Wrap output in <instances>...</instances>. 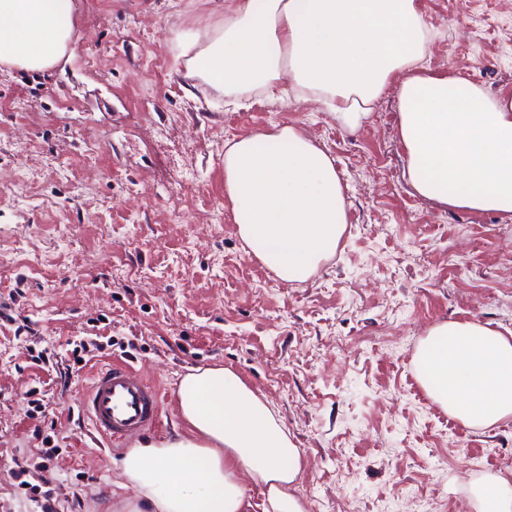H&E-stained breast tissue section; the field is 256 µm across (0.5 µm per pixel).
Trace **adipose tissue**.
Returning a JSON list of instances; mask_svg holds the SVG:
<instances>
[{
	"label": "adipose tissue",
	"instance_id": "ef3b65f1",
	"mask_svg": "<svg viewBox=\"0 0 512 512\" xmlns=\"http://www.w3.org/2000/svg\"><path fill=\"white\" fill-rule=\"evenodd\" d=\"M75 31V0H0V65L55 66ZM430 41L418 0H224L177 34L175 59L229 104L274 96L286 82L351 130L394 94L413 190L451 210L512 216V96L422 69ZM224 194L247 253L281 281L306 282L340 247L347 207L335 161L295 126L227 143ZM413 363L430 399L464 427L512 420L511 329L476 317L439 323ZM178 413L182 434L123 457L122 474L138 490L126 512H306L293 492L301 453L236 372L186 374ZM470 495L474 512H512V472L472 481Z\"/></svg>",
	"mask_w": 512,
	"mask_h": 512
}]
</instances>
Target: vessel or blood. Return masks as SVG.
Masks as SVG:
<instances>
[{
	"label": "vessel or blood",
	"instance_id": "b4317fda",
	"mask_svg": "<svg viewBox=\"0 0 512 512\" xmlns=\"http://www.w3.org/2000/svg\"><path fill=\"white\" fill-rule=\"evenodd\" d=\"M161 391L133 366L111 363L99 368L81 406L93 430L107 442H121L152 430L159 419Z\"/></svg>",
	"mask_w": 512,
	"mask_h": 512
}]
</instances>
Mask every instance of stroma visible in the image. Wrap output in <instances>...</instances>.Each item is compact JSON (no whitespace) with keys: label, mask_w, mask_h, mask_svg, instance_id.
<instances>
[{"label":"stroma","mask_w":512,"mask_h":512,"mask_svg":"<svg viewBox=\"0 0 512 512\" xmlns=\"http://www.w3.org/2000/svg\"><path fill=\"white\" fill-rule=\"evenodd\" d=\"M419 2L424 68L512 92L505 0ZM76 5L69 61L0 66V512H123L136 497L118 484L128 443L79 408L113 360L161 388L152 440L183 430L184 375L235 371L300 449L307 512H406L428 494L433 512H470L474 479L512 471V421L448 417L413 354L443 321L512 329V219L417 195L393 97L349 131L288 92L234 108L193 85L173 38L208 0ZM285 124L334 157L347 201L339 250L302 284L247 254L224 198L225 144Z\"/></svg>","instance_id":"obj_1"}]
</instances>
